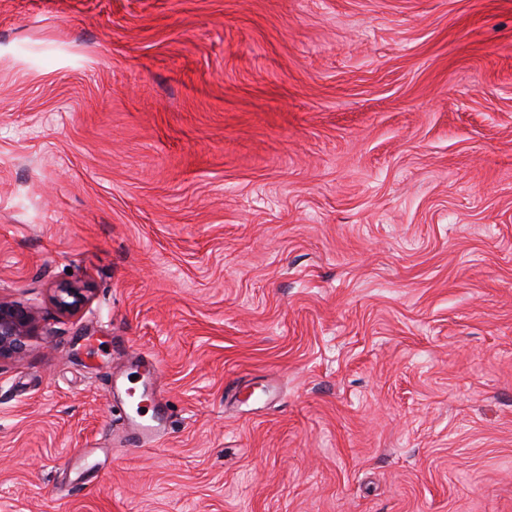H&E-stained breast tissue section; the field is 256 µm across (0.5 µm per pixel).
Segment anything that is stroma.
I'll list each match as a JSON object with an SVG mask.
<instances>
[{
    "mask_svg": "<svg viewBox=\"0 0 512 512\" xmlns=\"http://www.w3.org/2000/svg\"><path fill=\"white\" fill-rule=\"evenodd\" d=\"M0 298V512H512V0H0ZM55 292V303L59 311L63 314L72 315L76 313L86 301V296L81 288L60 285L55 289ZM36 324L32 310L0 299V360L23 353L35 333ZM148 408L152 410V421L155 424H143L133 418H129L128 435L138 447L152 446L162 437V423L166 418L167 404L160 397L148 400Z\"/></svg>",
    "mask_w": 512,
    "mask_h": 512,
    "instance_id": "obj_1",
    "label": "stroma"
}]
</instances>
